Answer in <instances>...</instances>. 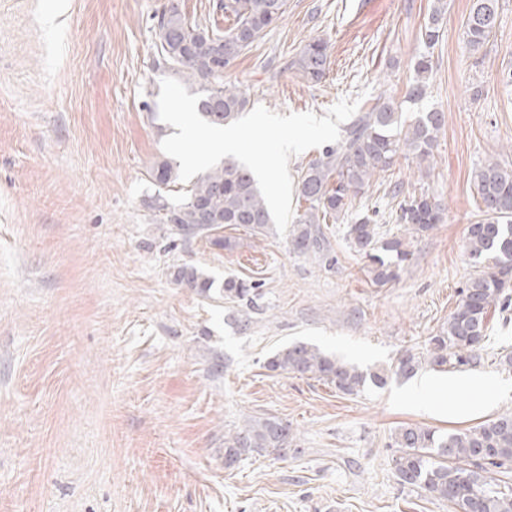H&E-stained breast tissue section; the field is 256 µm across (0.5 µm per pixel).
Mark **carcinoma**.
<instances>
[{"mask_svg":"<svg viewBox=\"0 0 512 512\" xmlns=\"http://www.w3.org/2000/svg\"><path fill=\"white\" fill-rule=\"evenodd\" d=\"M227 28L189 21L176 7L158 18L159 57L178 80L198 83L201 99L197 112L216 125L239 119L249 101L236 86L224 82V71L268 29L278 25L287 11V0H219L216 5ZM499 0H472L464 23L467 46L476 51L495 31ZM443 7H433L421 31L425 51L411 63L413 78L398 100L382 94L371 108L344 128L336 144L325 146L297 182L305 208L288 231V251L299 257L328 258L329 241L322 229L327 220L346 219L349 247L365 262L372 282H395L413 255L411 241L443 221V209L427 194L411 195L401 205L400 224L405 235L382 234L357 199L370 189L375 177L390 171L400 156L421 162L434 158L444 113L428 109L407 115L405 108L423 102L433 70L430 48L442 37ZM329 43L315 37L287 68L310 83L326 78ZM154 180L174 181L173 166L162 161L153 167ZM473 185L482 219L466 228V248L474 272L460 291V300L447 325L430 337L426 354L405 353L395 373L409 377L419 370L456 369L480 364L488 319L493 310L506 311L512 279V165L489 159L473 171ZM161 224L189 241L205 237L218 248L230 246L223 236L226 226H248L264 236L275 233L270 212L254 175L231 156L207 171L188 189L178 204L156 199ZM173 280L208 294L214 280L190 265L171 273ZM220 291L229 303L255 307L258 286L250 280L228 277ZM266 368L308 377L354 395L372 383L387 384L388 371L364 372L358 366L306 342L279 348ZM294 440L292 425L275 416L245 421L224 436V465L228 468L255 454L285 456ZM394 469L402 485L418 488L448 503L452 512H512V414L488 420L464 431L439 433L421 425H406L391 436Z\"/></svg>","mask_w":512,"mask_h":512,"instance_id":"cac0c4a2","label":"carcinoma"}]
</instances>
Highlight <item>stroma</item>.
<instances>
[{
    "mask_svg": "<svg viewBox=\"0 0 512 512\" xmlns=\"http://www.w3.org/2000/svg\"><path fill=\"white\" fill-rule=\"evenodd\" d=\"M177 2L213 20L214 0H0V512H450L401 485L388 442L405 425L441 433L512 413V395L469 415L424 408L408 379L356 395L268 370L305 341L362 369L394 368L455 310L474 267L465 227L478 220L471 174L512 163V0L479 51L463 38L471 0H445L424 108L445 113L429 171L415 159L362 197L396 230L406 196L426 193L444 221L414 243L399 279L372 283L344 224L328 221L334 267L288 251L287 238L228 227L230 248L175 242L155 185L175 127L159 117L157 19ZM434 0H288L284 19L225 72L251 106L316 116L341 98L368 109L403 96ZM330 42L318 84L286 64ZM483 95L473 99V86ZM403 182L402 195L391 184ZM187 263L215 282L257 281L248 328L217 289L170 273ZM512 309L495 313L474 375L511 387ZM291 422L287 459L224 465V436L252 417Z\"/></svg>",
    "mask_w": 512,
    "mask_h": 512,
    "instance_id": "1",
    "label": "stroma"
}]
</instances>
